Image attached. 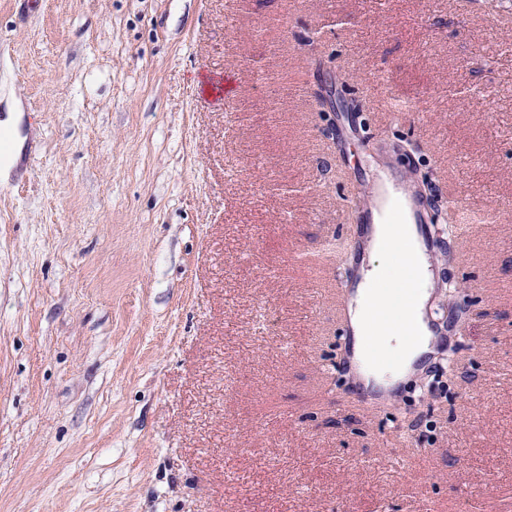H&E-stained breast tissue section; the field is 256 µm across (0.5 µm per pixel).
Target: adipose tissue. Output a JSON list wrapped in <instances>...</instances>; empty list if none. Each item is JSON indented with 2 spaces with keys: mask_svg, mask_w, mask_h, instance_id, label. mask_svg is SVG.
<instances>
[{
  "mask_svg": "<svg viewBox=\"0 0 512 512\" xmlns=\"http://www.w3.org/2000/svg\"><path fill=\"white\" fill-rule=\"evenodd\" d=\"M397 236L408 242L419 268L425 270L429 267L415 225L390 224L385 221L382 212L373 211L371 224L366 230L369 262L360 271V279L349 305L354 362L359 368L362 386L367 390L396 387L413 371L415 363L428 353L432 340L423 314L428 278L417 279V289L410 298L413 310L410 335L398 334L390 319L382 315L383 309L392 304L386 286L394 270L386 244Z\"/></svg>",
  "mask_w": 512,
  "mask_h": 512,
  "instance_id": "1",
  "label": "adipose tissue"
}]
</instances>
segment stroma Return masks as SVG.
Wrapping results in <instances>:
<instances>
[{"label":"stroma","instance_id":"35a3bbf8","mask_svg":"<svg viewBox=\"0 0 512 512\" xmlns=\"http://www.w3.org/2000/svg\"><path fill=\"white\" fill-rule=\"evenodd\" d=\"M507 38L512 0H0L35 149L0 180V512H512ZM382 159L473 229L433 267L456 379L374 406L336 281Z\"/></svg>","mask_w":512,"mask_h":512}]
</instances>
